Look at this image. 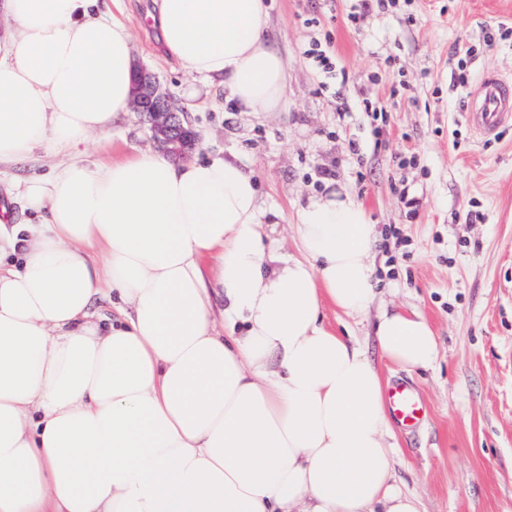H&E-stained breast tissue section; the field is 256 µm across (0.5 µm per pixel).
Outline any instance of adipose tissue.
Masks as SVG:
<instances>
[{
	"mask_svg": "<svg viewBox=\"0 0 512 512\" xmlns=\"http://www.w3.org/2000/svg\"><path fill=\"white\" fill-rule=\"evenodd\" d=\"M267 13L158 4L166 52L240 112L287 102ZM132 73L104 0H0V169L61 158L10 180L33 220L0 224V512H420L392 483L381 375L324 320L374 297L366 210L336 190L302 207L300 260L234 159L85 163L81 146L111 141L128 111ZM376 334L393 363L436 359L419 313ZM61 161L60 156L37 153L27 163L20 164L11 170V174L22 178L30 174L32 171L40 174H49L54 165Z\"/></svg>",
	"mask_w": 512,
	"mask_h": 512,
	"instance_id": "ef3b65f1",
	"label": "adipose tissue"
}]
</instances>
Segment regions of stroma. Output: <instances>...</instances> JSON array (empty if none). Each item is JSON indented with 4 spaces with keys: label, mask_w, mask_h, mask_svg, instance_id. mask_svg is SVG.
<instances>
[{
    "label": "stroma",
    "mask_w": 512,
    "mask_h": 512,
    "mask_svg": "<svg viewBox=\"0 0 512 512\" xmlns=\"http://www.w3.org/2000/svg\"><path fill=\"white\" fill-rule=\"evenodd\" d=\"M266 35L288 69V106L235 111L219 82L194 81L164 51L158 0H110L132 35L136 63L173 93L200 136L197 157L221 154L254 172L272 237L298 255L295 218L309 200L346 191L376 226L377 286L367 311L334 306L326 322L349 334L385 383L405 380L428 415L389 427L393 482L422 512H512V126L477 136L463 117L456 47L470 46L471 81L512 77V0H391L358 13L356 0H266ZM330 55L321 68L312 47ZM196 98H188L189 88ZM123 152L154 149L141 113L112 128ZM418 312L438 345L426 369L382 359L383 313Z\"/></svg>",
    "instance_id": "1"
}]
</instances>
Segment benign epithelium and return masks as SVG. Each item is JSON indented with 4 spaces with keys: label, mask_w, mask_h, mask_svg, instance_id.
<instances>
[{
    "label": "benign epithelium",
    "mask_w": 512,
    "mask_h": 512,
    "mask_svg": "<svg viewBox=\"0 0 512 512\" xmlns=\"http://www.w3.org/2000/svg\"><path fill=\"white\" fill-rule=\"evenodd\" d=\"M132 104L148 116L151 138L165 153L183 160L199 144V137L177 106L173 95L160 89L155 75L138 67L134 71Z\"/></svg>",
    "instance_id": "benign-epithelium-1"
}]
</instances>
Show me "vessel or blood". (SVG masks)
I'll return each instance as SVG.
<instances>
[{
  "mask_svg": "<svg viewBox=\"0 0 512 512\" xmlns=\"http://www.w3.org/2000/svg\"><path fill=\"white\" fill-rule=\"evenodd\" d=\"M465 119L480 137L496 135L512 121V79L495 70L484 72L478 85L466 95ZM385 401L392 422L401 429L416 427L426 416L420 394L410 384L395 382L385 391Z\"/></svg>",
  "mask_w": 512,
  "mask_h": 512,
  "instance_id": "vessel-or-blood-1",
  "label": "vessel or blood"
}]
</instances>
